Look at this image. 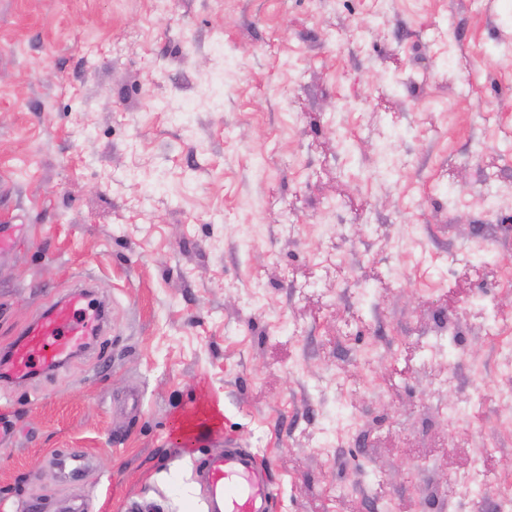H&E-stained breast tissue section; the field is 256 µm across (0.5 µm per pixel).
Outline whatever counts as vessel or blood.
<instances>
[{
    "label": "vessel or blood",
    "mask_w": 512,
    "mask_h": 512,
    "mask_svg": "<svg viewBox=\"0 0 512 512\" xmlns=\"http://www.w3.org/2000/svg\"><path fill=\"white\" fill-rule=\"evenodd\" d=\"M104 310L89 284L55 301L12 351L10 376L24 380L57 369L101 336ZM209 501L216 512H270L269 471L238 441H224V453L208 459Z\"/></svg>",
    "instance_id": "vessel-or-blood-1"
}]
</instances>
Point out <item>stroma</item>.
I'll return each instance as SVG.
<instances>
[{
  "mask_svg": "<svg viewBox=\"0 0 512 512\" xmlns=\"http://www.w3.org/2000/svg\"><path fill=\"white\" fill-rule=\"evenodd\" d=\"M2 225L0 354L79 279L112 311L0 379V512H207L228 437L272 512H496L512 0H0Z\"/></svg>",
  "mask_w": 512,
  "mask_h": 512,
  "instance_id": "35a3bbf8",
  "label": "stroma"
}]
</instances>
